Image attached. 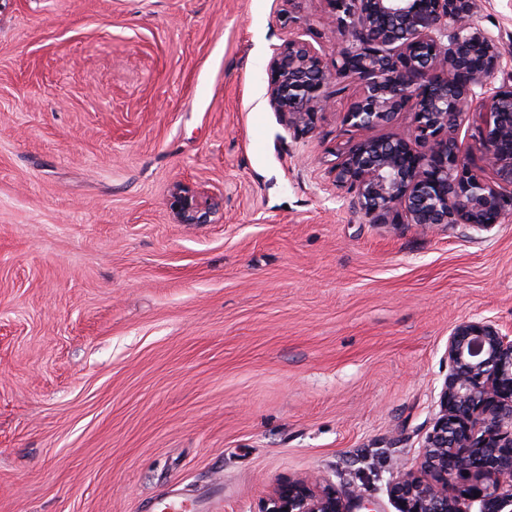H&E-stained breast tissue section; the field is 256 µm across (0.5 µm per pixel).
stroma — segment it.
<instances>
[{
	"mask_svg": "<svg viewBox=\"0 0 512 512\" xmlns=\"http://www.w3.org/2000/svg\"><path fill=\"white\" fill-rule=\"evenodd\" d=\"M505 39L512 0H478ZM0 0V512H259L328 478L395 512L449 331L512 328V220L374 224L328 169L357 94L283 126L289 30L325 0ZM223 198L178 224L175 181Z\"/></svg>",
	"mask_w": 512,
	"mask_h": 512,
	"instance_id": "1",
	"label": "stroma"
}]
</instances>
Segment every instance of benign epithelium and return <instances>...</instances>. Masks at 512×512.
Here are the masks:
<instances>
[{"label":"benign epithelium","instance_id":"7a95c632","mask_svg":"<svg viewBox=\"0 0 512 512\" xmlns=\"http://www.w3.org/2000/svg\"><path fill=\"white\" fill-rule=\"evenodd\" d=\"M344 42L334 69L322 49L290 38L267 62V100L293 133L315 129L331 107L323 88L351 80L360 88L342 125L357 135L336 151L329 174L354 210L375 224L488 232L505 219L500 186H512V74L495 84L503 40L477 19V0H326ZM400 135L372 132L401 111ZM476 125V160L462 155L459 130ZM178 224H216L218 195L176 182ZM448 373L417 466H395L386 492L396 512H512V329L491 316L448 333ZM457 493H448V487ZM480 497H475V493ZM369 503L330 481L280 483L261 512H358Z\"/></svg>","mask_w":512,"mask_h":512}]
</instances>
